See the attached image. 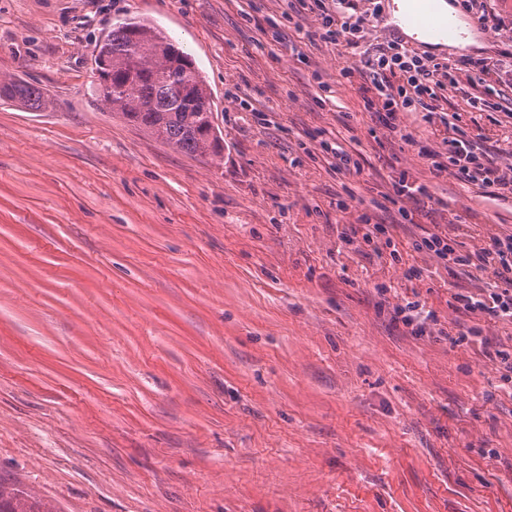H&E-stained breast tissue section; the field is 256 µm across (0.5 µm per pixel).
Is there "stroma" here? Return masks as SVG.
I'll return each mask as SVG.
<instances>
[{
	"label": "stroma",
	"instance_id": "1",
	"mask_svg": "<svg viewBox=\"0 0 512 512\" xmlns=\"http://www.w3.org/2000/svg\"><path fill=\"white\" fill-rule=\"evenodd\" d=\"M286 8L0 0V79L49 101L0 103L1 489L44 512H512V386L483 353L512 346V323L454 300L492 271L354 235L362 211L413 208L382 197L401 172L439 201L428 232L454 216L510 231L512 199L430 170L419 146L453 129L439 116L400 113L418 144H388L359 62ZM490 9V43L459 54L512 46V0ZM131 17L191 53L222 164L95 93L96 45ZM457 81L441 113L512 166V84L478 112L484 86ZM325 130L357 141L361 175L329 169ZM414 301L436 315L420 336L392 319Z\"/></svg>",
	"mask_w": 512,
	"mask_h": 512
}]
</instances>
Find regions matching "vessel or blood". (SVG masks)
<instances>
[{
    "label": "vessel or blood",
    "instance_id": "vessel-or-blood-1",
    "mask_svg": "<svg viewBox=\"0 0 512 512\" xmlns=\"http://www.w3.org/2000/svg\"><path fill=\"white\" fill-rule=\"evenodd\" d=\"M438 0H405V8L395 23L379 17V24L387 25L390 36L425 51H442L455 48L466 34L456 15L442 13L437 9Z\"/></svg>",
    "mask_w": 512,
    "mask_h": 512
}]
</instances>
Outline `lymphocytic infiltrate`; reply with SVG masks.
Wrapping results in <instances>:
<instances>
[{
	"label": "lymphocytic infiltrate",
	"mask_w": 512,
	"mask_h": 512,
	"mask_svg": "<svg viewBox=\"0 0 512 512\" xmlns=\"http://www.w3.org/2000/svg\"><path fill=\"white\" fill-rule=\"evenodd\" d=\"M358 0H288L291 10L319 15L317 29L306 32L309 43L324 42L348 49L352 58L363 66L360 92L364 108L375 116L383 128L407 145H415L412 134L401 132L396 123L398 113L425 111L436 114V100L441 92L457 88L455 72H473L479 83L497 82L500 72L512 68V48L499 51L497 57H463L440 63L432 58L409 52L396 41L370 51L362 45L361 33L370 17L359 14ZM424 156L433 172L446 173L464 185H474L498 199L512 198V175H505L496 159L477 141L462 134L445 137L437 149ZM362 240L366 245L392 244L395 235L410 231L414 215L398 208L390 222L374 221L372 216L359 217ZM461 227L449 228L415 239L419 250L432 252L447 267H475L492 270L491 287L478 293L456 294L460 309L468 315L489 320L512 322V233L485 231L484 245L476 251L462 250L458 240Z\"/></svg>",
	"instance_id": "obj_1"
}]
</instances>
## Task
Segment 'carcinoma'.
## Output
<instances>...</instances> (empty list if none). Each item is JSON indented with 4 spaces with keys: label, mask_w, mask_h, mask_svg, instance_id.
Returning a JSON list of instances; mask_svg holds the SVG:
<instances>
[{
    "label": "carcinoma",
    "mask_w": 512,
    "mask_h": 512,
    "mask_svg": "<svg viewBox=\"0 0 512 512\" xmlns=\"http://www.w3.org/2000/svg\"><path fill=\"white\" fill-rule=\"evenodd\" d=\"M104 103L176 151L224 159L212 97L193 58L151 23L129 18L100 41L93 70ZM0 100L38 108L40 89L0 81Z\"/></svg>",
    "instance_id": "1"
}]
</instances>
